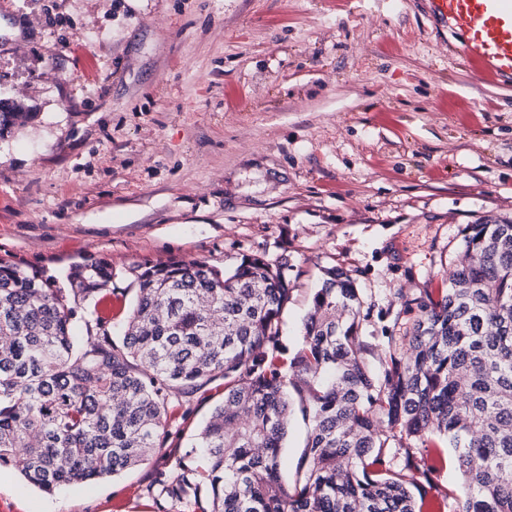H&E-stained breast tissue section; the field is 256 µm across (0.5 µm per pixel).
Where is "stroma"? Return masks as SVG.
Segmentation results:
<instances>
[{"label":"stroma","mask_w":512,"mask_h":512,"mask_svg":"<svg viewBox=\"0 0 512 512\" xmlns=\"http://www.w3.org/2000/svg\"><path fill=\"white\" fill-rule=\"evenodd\" d=\"M0 256L49 272L112 264V320L134 271L172 259L286 264L295 349L325 268L355 279L369 336L402 294L440 298L476 219L512 214V80L480 82L423 0H0ZM223 381L191 397L145 464L46 493L0 469V512H153ZM444 455L441 512L460 480Z\"/></svg>","instance_id":"35a3bbf8"}]
</instances>
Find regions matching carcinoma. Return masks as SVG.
Masks as SVG:
<instances>
[{"label":"carcinoma","mask_w":512,"mask_h":512,"mask_svg":"<svg viewBox=\"0 0 512 512\" xmlns=\"http://www.w3.org/2000/svg\"><path fill=\"white\" fill-rule=\"evenodd\" d=\"M453 265L441 298L400 297L377 343L363 336L355 280L326 269L290 353L280 344L288 280L260 257L229 273L206 261L139 267L118 339L103 309L112 264L87 257L60 279L0 258V468L45 492L132 470L161 448L174 408L222 379L189 451L203 464L180 460L158 480L173 502L424 512L434 467L412 443L438 433L461 479L451 512H512V219L467 225ZM297 413L310 432L288 487L279 457Z\"/></svg>","instance_id":"1"}]
</instances>
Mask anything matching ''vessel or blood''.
<instances>
[{
	"label": "vessel or blood",
	"mask_w": 512,
	"mask_h": 512,
	"mask_svg": "<svg viewBox=\"0 0 512 512\" xmlns=\"http://www.w3.org/2000/svg\"><path fill=\"white\" fill-rule=\"evenodd\" d=\"M436 30L460 37V55L485 83L512 78V0H425Z\"/></svg>",
	"instance_id": "obj_1"
}]
</instances>
